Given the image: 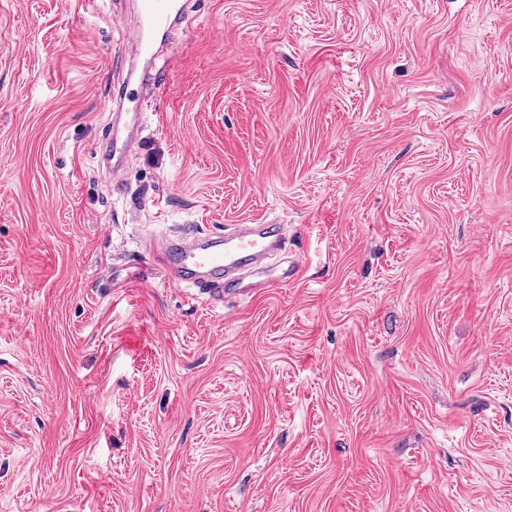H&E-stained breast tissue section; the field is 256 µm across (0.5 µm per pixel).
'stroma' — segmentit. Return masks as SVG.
Segmentation results:
<instances>
[{"label": "stroma", "instance_id": "1", "mask_svg": "<svg viewBox=\"0 0 512 512\" xmlns=\"http://www.w3.org/2000/svg\"><path fill=\"white\" fill-rule=\"evenodd\" d=\"M191 3L119 196L132 0H0V512H512V0ZM279 224H239L224 237H166L154 261L166 277L179 286L206 289L215 301L249 295L253 285L245 274L261 266L281 248Z\"/></svg>", "mask_w": 512, "mask_h": 512}]
</instances>
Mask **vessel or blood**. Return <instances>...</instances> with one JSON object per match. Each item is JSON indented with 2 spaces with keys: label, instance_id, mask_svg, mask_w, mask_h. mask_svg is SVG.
<instances>
[{
  "label": "vessel or blood",
  "instance_id": "obj_1",
  "mask_svg": "<svg viewBox=\"0 0 512 512\" xmlns=\"http://www.w3.org/2000/svg\"><path fill=\"white\" fill-rule=\"evenodd\" d=\"M138 22L126 38L121 56L126 83L113 90L112 121L108 136L96 155L99 168L109 172L114 192H121L120 174L129 152L139 142L145 122L137 99L125 86L135 83L142 92L164 88L170 68L163 64L164 50L174 31L182 24L185 0H137ZM282 229L277 224H241L233 233L211 238L167 237L158 246L154 261L166 277L183 287L206 289L214 300L249 294L244 278L281 248Z\"/></svg>",
  "mask_w": 512,
  "mask_h": 512
}]
</instances>
